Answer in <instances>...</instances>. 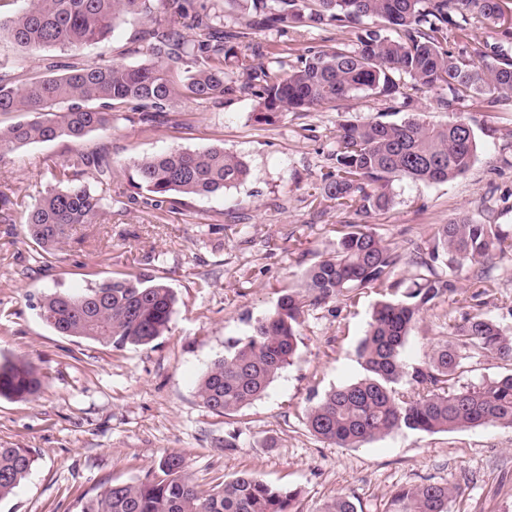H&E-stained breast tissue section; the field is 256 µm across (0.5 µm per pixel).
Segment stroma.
<instances>
[{"label":"stroma","instance_id":"1","mask_svg":"<svg viewBox=\"0 0 512 512\" xmlns=\"http://www.w3.org/2000/svg\"><path fill=\"white\" fill-rule=\"evenodd\" d=\"M350 38L349 29L339 27L253 35L272 48L266 65L286 68L306 48ZM51 59L67 63L71 55L31 53L0 38V61L20 72H43ZM436 99L429 93L398 110L361 95L287 113L272 126L254 122L256 102L248 95H228L220 104L183 100L173 124L120 119L77 143L60 138L0 158V191L15 209L13 223H0V356L27 359L42 376L34 397L0 398V447L26 448L36 458L0 512H78L100 484L135 481L169 452L185 457L205 490L243 471L300 488V512H318L339 494L359 512H382L392 491L429 482L461 486L451 512H512V429L403 430L359 448L330 445L307 430L312 401L362 376L356 348L378 290L357 295L351 307L335 301L306 310L293 363L237 413L212 412L197 396L201 375L228 342L249 334L278 297L334 249L343 225L359 222L353 210L318 196V175L331 163L340 126L398 122L412 111L447 122ZM466 113L480 141L471 168L447 183H397L393 208L368 220L409 257L433 225L462 213L512 231V99ZM212 146L243 157L251 178L169 211L154 210L141 197L112 207L95 223L75 225L55 256L40 259L24 220L51 184L47 167L78 149L107 151L121 167L171 149ZM129 273L166 281L178 297L168 332L151 344L117 350L59 335L41 320L43 296ZM490 275L492 288L463 280L455 293L428 305L407 342V364L425 361L437 339L469 313L483 312L512 332V259L491 265ZM230 436L232 449L224 446Z\"/></svg>","mask_w":512,"mask_h":512}]
</instances>
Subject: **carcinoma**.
<instances>
[{
	"instance_id": "obj_1",
	"label": "carcinoma",
	"mask_w": 512,
	"mask_h": 512,
	"mask_svg": "<svg viewBox=\"0 0 512 512\" xmlns=\"http://www.w3.org/2000/svg\"><path fill=\"white\" fill-rule=\"evenodd\" d=\"M247 19L224 24V4ZM503 0H28L0 20L6 33L30 52H78L106 40L128 17L141 28L132 46L105 63L47 66L49 73L21 80L0 64V113L25 112L29 121L0 126V159L35 143L112 128L116 113L154 127L175 122L180 99L218 102L235 92L257 102L253 118L272 125L285 112H303L360 93L401 108L412 95L434 92L448 112L435 123L423 113L401 122L373 120L341 126L332 166L321 173L319 195L368 217L394 205L403 180L438 184L465 173L479 151L476 131L461 108H484L512 98V57L486 41L472 52L448 50V37H468L477 21L496 26ZM378 21L360 26L361 19ZM300 26L351 29V43L309 48L290 69L248 64L264 47L252 31L286 33ZM135 55V63L125 56ZM130 175L112 166L105 151H76L51 172L55 185L28 213L25 224L40 247L53 254L76 224H92L99 212L122 203L124 184L148 194L160 210L197 196L223 193L250 176L248 164L220 146L173 149L131 161ZM419 274L404 286L395 278L402 255L367 224H346L334 250L311 266L297 289L283 294L251 333L227 346L201 376L197 393L209 410L230 416L258 399L292 362L304 308L328 301L354 304L369 288L401 291L377 303L357 347L364 377L322 394L306 410L314 436L340 448L362 447L393 432H453L479 426L512 429V372L477 386H459L466 360L486 353L512 364V336L493 318L468 315L438 340L427 360L412 368L403 359L420 314L435 299L456 290L472 267L512 258V233L460 215L436 224L425 247L415 250ZM177 303L162 280L128 274L74 294L53 293L39 303L40 317L62 336L126 346H145L169 329ZM408 380L411 392L396 385ZM41 384L30 361L0 359V397L28 399ZM35 459L25 448L0 447V502L29 475ZM159 472L134 482H107L80 512H297L300 491L270 485L241 472L220 488L204 491L178 453L162 456ZM458 485L423 483L389 495L383 512H449ZM319 512H358L347 495Z\"/></svg>"
}]
</instances>
